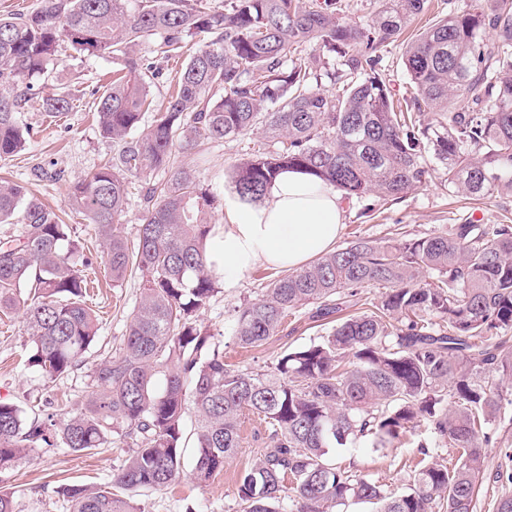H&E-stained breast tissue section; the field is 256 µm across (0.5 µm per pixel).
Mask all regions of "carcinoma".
Returning <instances> with one entry per match:
<instances>
[{"mask_svg":"<svg viewBox=\"0 0 512 512\" xmlns=\"http://www.w3.org/2000/svg\"><path fill=\"white\" fill-rule=\"evenodd\" d=\"M424 2L385 0L364 25L340 22L344 0H40L31 12L0 15V159L25 150L21 114L35 83L63 64L62 44L119 65L94 101L100 131L119 153L69 186L66 203L97 226L112 283L143 278L125 333L90 369L84 410L59 425L0 400V470L43 445L92 454L119 432L132 454L103 485L64 487V509L141 512L133 494L180 477L187 438L191 475L205 483L237 453L241 418L252 413L271 427L272 446L240 478L243 512H281L286 500L295 512H334L350 500L377 512H473L492 441L485 427L501 416L502 385L512 381V225L357 239L279 275L237 310L235 342L257 347L294 310L313 306L323 320L360 288L383 292L374 310L283 353L274 374H253L229 368L197 324L218 293L206 242L221 203L177 164L202 140L263 127L274 148L250 153L232 172L243 203L260 201L290 168L347 199L373 191L396 200L432 178L427 151L448 190L512 196V0H495L489 13L450 11L417 33L402 53L410 90L397 112L377 72L379 51ZM202 33L208 41L185 57L164 110L133 134L151 110L150 86L169 80L164 63ZM71 100L61 84L41 107L56 117ZM133 180L144 182L145 214L130 244L121 221ZM0 224L20 226L0 241V312L23 310L28 364L55 381L83 364L97 339L89 283L74 262L92 259L58 212L22 185L0 182ZM426 273L435 282L421 283ZM419 418L458 458L451 469L425 464L403 492L327 458L332 445L391 444Z\"/></svg>","mask_w":512,"mask_h":512,"instance_id":"cac0c4a2","label":"carcinoma"}]
</instances>
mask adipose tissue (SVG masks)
Here are the masks:
<instances>
[{"instance_id": "adipose-tissue-1", "label": "adipose tissue", "mask_w": 512, "mask_h": 512, "mask_svg": "<svg viewBox=\"0 0 512 512\" xmlns=\"http://www.w3.org/2000/svg\"><path fill=\"white\" fill-rule=\"evenodd\" d=\"M345 214L344 199L333 186L286 170L260 203L225 207L220 234L208 239L207 252L231 289L260 263L286 271L304 268L334 247Z\"/></svg>"}]
</instances>
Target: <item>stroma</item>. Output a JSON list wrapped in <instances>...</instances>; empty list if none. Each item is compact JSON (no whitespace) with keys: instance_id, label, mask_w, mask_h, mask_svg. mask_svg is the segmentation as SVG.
Returning <instances> with one entry per match:
<instances>
[{"instance_id":"35a3bbf8","label":"stroma","mask_w":512,"mask_h":512,"mask_svg":"<svg viewBox=\"0 0 512 512\" xmlns=\"http://www.w3.org/2000/svg\"><path fill=\"white\" fill-rule=\"evenodd\" d=\"M114 65L104 58H71L65 70L57 72L40 86L41 95L53 93L61 83L72 85V108L67 114L51 117L40 106L23 112L21 119L30 129V141L21 154L0 160V178L5 177L30 189L44 203L60 210L72 234L85 243L93 255V267L86 275L91 282L89 304L98 313V340L85 364L67 377L46 381L27 364L32 342L25 332L21 312L0 313V399L24 408L28 416L54 414L64 421L79 412L85 402L90 366L102 345L116 343L124 334L127 321L140 300V278L113 285L102 258L101 239L95 225L65 206L69 185L89 171L111 162L119 149L117 143L102 136L92 107V91L112 79ZM264 130L257 129L234 141L203 142L186 158L200 173L211 192L232 202V170L250 147L265 143ZM345 226L338 246L359 238L384 240L393 237L418 238L437 234L451 224L480 219L484 224L512 225V196H493L470 200L431 181L396 201L382 200L370 193L347 202ZM276 275L275 269L259 264L245 272L238 285L221 289L209 307L198 317V324L214 334L224 350L225 363L258 374L272 372L280 356L319 340L327 326L313 322L307 312L289 317L281 331L257 347L244 348L232 338L236 309L260 297ZM507 401L504 417L487 427L495 442L489 445L475 512H493L502 493L493 477L503 460L505 449L512 448V383L505 386ZM425 441L427 452L417 443ZM269 432L263 421L246 416L241 426V446L206 483H197L190 474H182L171 486L160 491L140 492L136 501L143 512H241L238 496L239 476L250 467L263 448L269 447ZM132 443L113 435L112 445L95 455H76L62 447H41L30 451L16 466L0 471V488L12 492L16 512H63L62 487L72 484L97 485L110 480L113 472L128 457ZM434 460H452L453 449L438 446L427 420L418 421L411 433L388 448H373L369 442L330 449L328 457L336 465L378 481L394 489H405L422 456Z\"/></svg>"}]
</instances>
